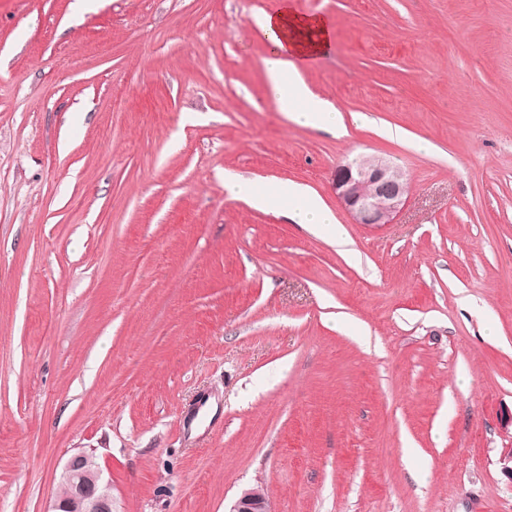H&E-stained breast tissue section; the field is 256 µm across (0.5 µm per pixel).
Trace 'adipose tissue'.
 <instances>
[{"label":"adipose tissue","mask_w":512,"mask_h":512,"mask_svg":"<svg viewBox=\"0 0 512 512\" xmlns=\"http://www.w3.org/2000/svg\"><path fill=\"white\" fill-rule=\"evenodd\" d=\"M258 25L270 47L265 61L269 91L287 119L305 127L343 132L340 111L314 95L301 77L302 65L332 50L333 23L320 15L298 13L285 2L275 13L262 16ZM224 188L250 207L278 211L296 224L316 230L337 225L333 211L323 199L301 183L277 182L259 189L251 181L228 172L224 175Z\"/></svg>","instance_id":"adipose-tissue-1"}]
</instances>
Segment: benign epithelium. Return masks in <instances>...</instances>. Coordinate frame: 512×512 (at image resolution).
Listing matches in <instances>:
<instances>
[{"mask_svg":"<svg viewBox=\"0 0 512 512\" xmlns=\"http://www.w3.org/2000/svg\"><path fill=\"white\" fill-rule=\"evenodd\" d=\"M332 187L337 200L357 224H390L404 209L408 183L401 169L377 157L364 156L336 169ZM63 492L50 512H112V494L93 455L69 457L60 475ZM230 512H270L269 500L254 490L242 491Z\"/></svg>","mask_w":512,"mask_h":512,"instance_id":"benign-epithelium-1","label":"benign epithelium"}]
</instances>
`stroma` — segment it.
Instances as JSON below:
<instances>
[{
	"instance_id": "stroma-1",
	"label": "stroma",
	"mask_w": 512,
	"mask_h": 512,
	"mask_svg": "<svg viewBox=\"0 0 512 512\" xmlns=\"http://www.w3.org/2000/svg\"><path fill=\"white\" fill-rule=\"evenodd\" d=\"M74 2L0 0V512L78 452L114 512H512V0H291L341 135L268 93L282 0ZM359 155L406 173L393 223L338 205ZM224 189L233 198L262 211L276 210L295 224L322 230H340L333 211L308 186L297 182H277L257 189L251 181L229 172L224 174ZM254 490L262 491L258 487L243 490L229 512H270L269 500L266 495L261 496Z\"/></svg>"
}]
</instances>
